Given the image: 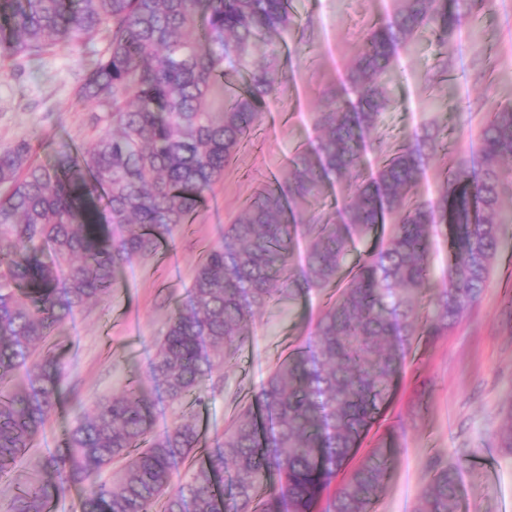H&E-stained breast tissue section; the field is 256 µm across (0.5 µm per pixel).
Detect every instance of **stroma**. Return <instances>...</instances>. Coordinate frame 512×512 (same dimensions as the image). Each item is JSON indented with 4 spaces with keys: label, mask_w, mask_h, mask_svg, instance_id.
I'll use <instances>...</instances> for the list:
<instances>
[{
    "label": "stroma",
    "mask_w": 512,
    "mask_h": 512,
    "mask_svg": "<svg viewBox=\"0 0 512 512\" xmlns=\"http://www.w3.org/2000/svg\"><path fill=\"white\" fill-rule=\"evenodd\" d=\"M388 0H292L298 22L278 44L280 94L264 108L251 141L229 166L171 246L172 261L146 258L126 266L109 295L74 312L55 342L69 367L67 385L84 409L121 394L130 379L147 378L154 342L189 285L202 252L224 238L256 187L271 172L286 173L298 149L316 136L315 112L324 94L340 83L348 61L369 27L385 14ZM309 56L290 57L297 44ZM107 42H62L36 59L0 60V145L21 139L37 145L47 159L60 144L81 145L96 134L102 106L76 100L87 63ZM391 106L379 134L400 143L431 122L448 136L447 153L430 157L416 193L434 201L450 162L473 165L478 158L482 119L512 103V0H489L458 39L441 43L424 31L403 52L388 86ZM512 275L495 271L471 313L433 346L415 347L384 416L364 448L384 443L393 461L374 512H415L427 481L425 463L449 461L470 450L471 463L459 474V512H502L512 498V454L494 433L507 407L512 383V323L502 315ZM332 289L281 300L258 314L250 338L230 364L213 374L215 389L199 421L201 447L214 448L240 409L254 399L271 370L301 344ZM76 413L52 417L35 445L8 477L0 478V506L17 487L34 478L39 458L57 448Z\"/></svg>",
    "instance_id": "35a3bbf8"
}]
</instances>
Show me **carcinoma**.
I'll use <instances>...</instances> for the list:
<instances>
[{
	"label": "carcinoma",
	"instance_id": "carcinoma-1",
	"mask_svg": "<svg viewBox=\"0 0 512 512\" xmlns=\"http://www.w3.org/2000/svg\"><path fill=\"white\" fill-rule=\"evenodd\" d=\"M488 0H391L367 32L342 86L315 113L316 144L296 153L206 249L155 344L148 383L98 401L39 459V476L6 512H52L86 486L81 512H373L388 458L369 449L349 467L414 345L428 347L481 299L496 267L512 197V104L484 117L477 166H450L434 202L415 194L447 134L408 142L377 135L386 79L429 28L446 43ZM295 25L289 0H0V57L34 58L63 41L108 38L77 99L107 108V125L79 150L35 159L22 139L0 146V474L33 447L58 408L68 369L53 339L72 313L101 300L123 268L154 256L191 223L250 140L278 92L274 45ZM247 75L241 91L224 83ZM347 190L335 212L322 188ZM390 222L374 248L356 245ZM450 227L448 268L433 273L431 231ZM304 263L292 264L296 243ZM336 286L306 341L244 407L216 448L171 488L199 441L181 414L152 429L156 396L206 398L214 368L233 360L257 314L285 297ZM26 367L23 379L15 370ZM462 453L431 462L416 512H456ZM118 465L112 478H99Z\"/></svg>",
	"mask_w": 512,
	"mask_h": 512
}]
</instances>
